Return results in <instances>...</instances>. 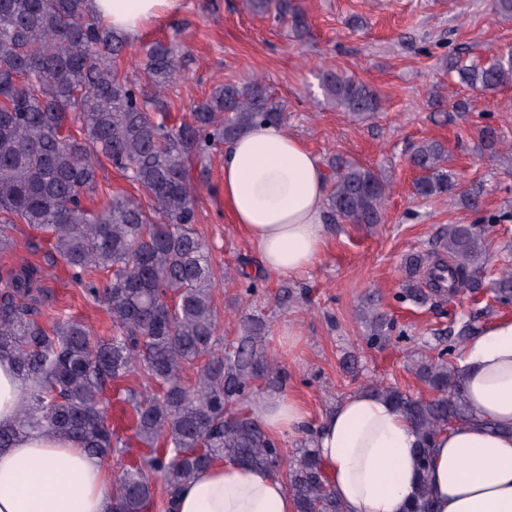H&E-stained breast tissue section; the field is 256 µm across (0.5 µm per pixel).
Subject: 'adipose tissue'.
<instances>
[{"label":"adipose tissue","mask_w":512,"mask_h":512,"mask_svg":"<svg viewBox=\"0 0 512 512\" xmlns=\"http://www.w3.org/2000/svg\"><path fill=\"white\" fill-rule=\"evenodd\" d=\"M182 0H86L88 13L137 38ZM224 205L248 234L267 273L305 274L325 242L328 175L283 125L260 123L224 149ZM456 368L472 418L437 434L422 472L418 433L391 402L360 390L342 399L314 432L329 485L345 512H409L428 481L436 512H512V321L468 341ZM26 382L0 356V430L15 428ZM265 429L293 434L305 407L281 397L254 409ZM102 460L74 441L29 433L0 449V512H112ZM176 512H296L284 481L224 460L183 484Z\"/></svg>","instance_id":"1"}]
</instances>
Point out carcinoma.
Listing matches in <instances>:
<instances>
[{
  "label": "carcinoma",
  "mask_w": 512,
  "mask_h": 512,
  "mask_svg": "<svg viewBox=\"0 0 512 512\" xmlns=\"http://www.w3.org/2000/svg\"><path fill=\"white\" fill-rule=\"evenodd\" d=\"M292 26L305 25L288 0H256ZM126 39L89 15L85 0H0V252L12 246L7 225L20 219L47 235L52 252L72 280L108 314L113 334L92 339L80 319L63 314L39 320L41 268L27 261L0 273V354L15 360L28 387L17 426L0 430V448L38 430L74 439L89 452L109 457L122 438L108 424L102 399L136 372L153 389L124 388L123 401L135 437L147 454L112 486L114 512H144L161 479L172 512L182 484L214 462L233 459L284 477L297 512H344L308 444L285 462L281 449L252 413L231 407L250 385L283 390L288 373L265 346L262 321L242 320L240 333L223 347L213 298L216 272L195 229L198 212L188 163L217 143L230 142L262 122L283 123L284 105L263 82L226 83L194 106L190 120L169 122L161 91L179 69L178 49L154 40L142 47L138 78L123 69ZM481 92L512 83V50L485 65L457 66ZM320 86L336 107L358 119L381 110L379 96L352 75L325 70ZM489 157L512 155L499 131L478 130ZM143 188L151 205L125 192L104 207L84 204L97 186L102 160ZM410 164L418 175L415 195L454 196L448 149L437 140L417 143ZM330 213L346 224H379L389 185L376 170L336 157ZM487 224H449L425 254L405 258L403 295L424 303L484 286ZM110 273L98 286L87 279ZM499 300L512 302V266L493 282ZM368 340H389L393 323L375 309L362 311ZM469 323L445 331L448 351L466 340ZM440 352L420 361L415 374L434 395L415 397L397 386L371 383L370 391L392 401L419 434L422 479L409 512H435L427 482L436 434L472 417L461 374ZM197 374L195 385L184 371Z\"/></svg>",
  "instance_id": "obj_1"
}]
</instances>
